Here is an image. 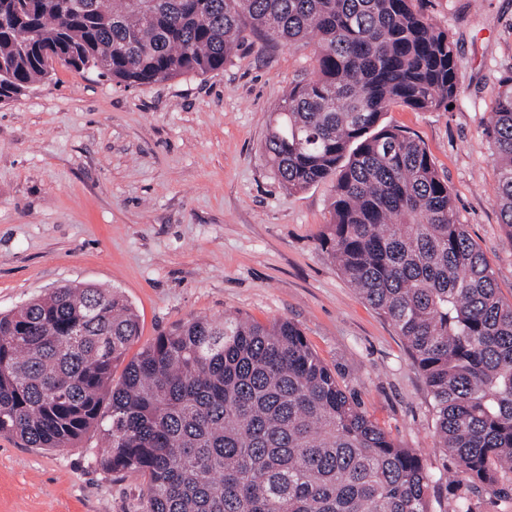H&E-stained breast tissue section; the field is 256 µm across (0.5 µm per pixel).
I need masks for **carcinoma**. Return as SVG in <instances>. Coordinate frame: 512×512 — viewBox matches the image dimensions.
I'll list each match as a JSON object with an SVG mask.
<instances>
[{
	"mask_svg": "<svg viewBox=\"0 0 512 512\" xmlns=\"http://www.w3.org/2000/svg\"><path fill=\"white\" fill-rule=\"evenodd\" d=\"M422 0H0V104L63 63L126 86L224 69L245 31L314 65L265 140L288 192L329 181L320 242L407 344L457 484L512 488V303L448 183L393 104L457 101L454 43ZM512 234V71L488 125ZM139 336L114 290L56 288L0 314V435L60 450L94 427L98 467L142 479L146 512H431L429 477L286 319L197 316L112 368Z\"/></svg>",
	"mask_w": 512,
	"mask_h": 512,
	"instance_id": "cac0c4a2",
	"label": "carcinoma"
}]
</instances>
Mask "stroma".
Masks as SVG:
<instances>
[{"label": "stroma", "mask_w": 512, "mask_h": 512, "mask_svg": "<svg viewBox=\"0 0 512 512\" xmlns=\"http://www.w3.org/2000/svg\"><path fill=\"white\" fill-rule=\"evenodd\" d=\"M456 45L452 109L396 104L448 183L458 220L512 302V233L501 222L484 127L512 71V0H423ZM313 49L246 35L223 70L128 87L56 66L0 105V313L65 284L115 289L140 335L126 359L194 316L298 324L318 356L431 479L454 512L455 461L436 446L430 396L406 341L322 250L327 183L291 194L264 151L273 111ZM97 430L63 450L0 437V512H142L140 479L95 468Z\"/></svg>", "instance_id": "35a3bbf8"}]
</instances>
